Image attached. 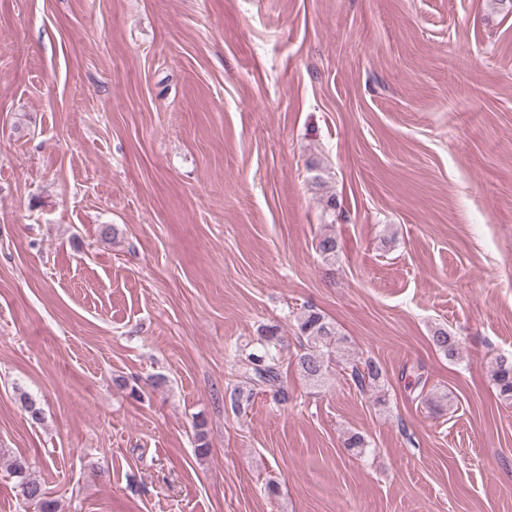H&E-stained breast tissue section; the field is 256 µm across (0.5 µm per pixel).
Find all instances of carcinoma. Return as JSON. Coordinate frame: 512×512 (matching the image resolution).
Listing matches in <instances>:
<instances>
[{"label": "carcinoma", "mask_w": 512, "mask_h": 512, "mask_svg": "<svg viewBox=\"0 0 512 512\" xmlns=\"http://www.w3.org/2000/svg\"><path fill=\"white\" fill-rule=\"evenodd\" d=\"M299 336L306 340L303 352L297 356V366L301 375L312 383L324 379L329 364L339 351L341 338L336 327L321 313L308 309L296 317ZM434 348L450 361L461 357L459 338L447 329L438 327L431 336ZM281 336L275 325L266 326L259 332L254 347L239 355L244 383H255L269 387L275 400L285 402L288 392L282 386L279 346ZM382 375L381 367L373 360L364 362V367L352 366L351 376L361 387L375 382ZM492 380L504 400H512V358L500 357L495 361ZM12 470L16 478V489L21 492L23 501L33 504L38 512H58L57 503L49 499L42 485L30 478L27 461L19 458L13 461Z\"/></svg>", "instance_id": "1"}]
</instances>
